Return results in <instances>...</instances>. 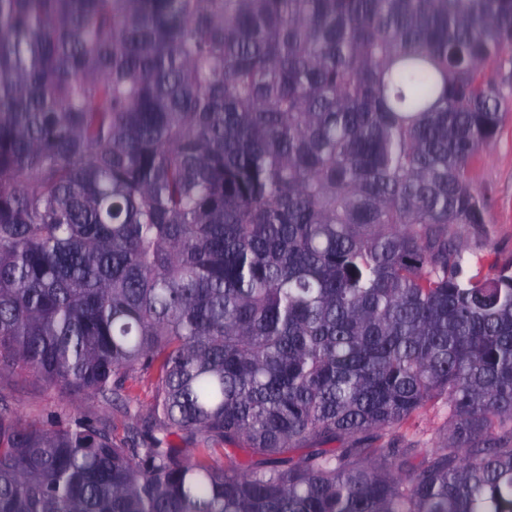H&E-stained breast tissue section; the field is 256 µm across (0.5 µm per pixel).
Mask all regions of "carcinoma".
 <instances>
[{"label": "carcinoma", "mask_w": 512, "mask_h": 512, "mask_svg": "<svg viewBox=\"0 0 512 512\" xmlns=\"http://www.w3.org/2000/svg\"><path fill=\"white\" fill-rule=\"evenodd\" d=\"M488 64L512 0H0V370L154 389L119 442L0 410V512H512ZM433 400L427 462L368 444ZM470 176L488 199V224L480 229L455 224L453 229L467 246L473 269L493 276L502 265L512 263V110L491 148L472 161Z\"/></svg>", "instance_id": "cac0c4a2"}]
</instances>
